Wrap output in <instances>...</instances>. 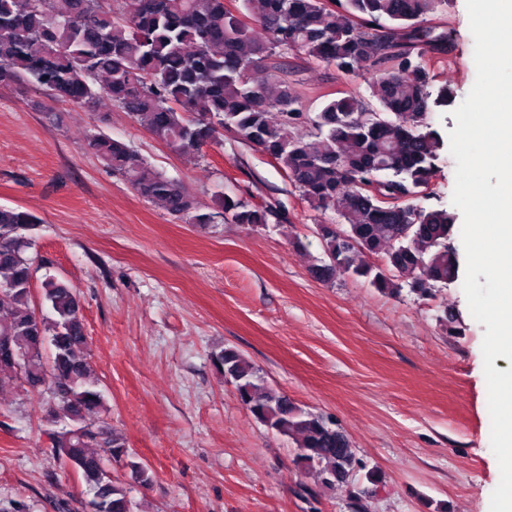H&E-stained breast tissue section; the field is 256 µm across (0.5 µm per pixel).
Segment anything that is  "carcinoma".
Wrapping results in <instances>:
<instances>
[{
    "mask_svg": "<svg viewBox=\"0 0 512 512\" xmlns=\"http://www.w3.org/2000/svg\"><path fill=\"white\" fill-rule=\"evenodd\" d=\"M446 0H0V84H26L77 108L102 100L128 113L181 154L221 146L224 136L256 146L285 172L315 211L332 212L317 235L325 258L311 273L364 279L399 296L430 299L459 278L456 216L422 201L442 146L431 115L450 105L448 87L432 90L423 50L443 52L451 32L426 25ZM303 53L345 74L370 75L371 97L329 100L303 111L288 81L270 74L275 58ZM83 148L143 199L174 219L208 227L218 219L264 228L288 222L272 206L254 208L226 195L202 211L181 183L156 169L130 143L98 131ZM39 219L0 207V385L47 387L46 420L55 454L93 488L92 512H132L123 482L105 461H127L135 479L154 474L100 418L105 399L87 359V336L73 286L42 257V302L31 304V232ZM376 255L370 265L362 255ZM52 347L42 363L45 345ZM242 404L268 430L295 441L297 460L326 487L344 484L363 463L327 415L307 411L261 384L240 351L213 356ZM102 452L95 453L93 449Z\"/></svg>",
    "mask_w": 512,
    "mask_h": 512,
    "instance_id": "carcinoma-1",
    "label": "carcinoma"
}]
</instances>
